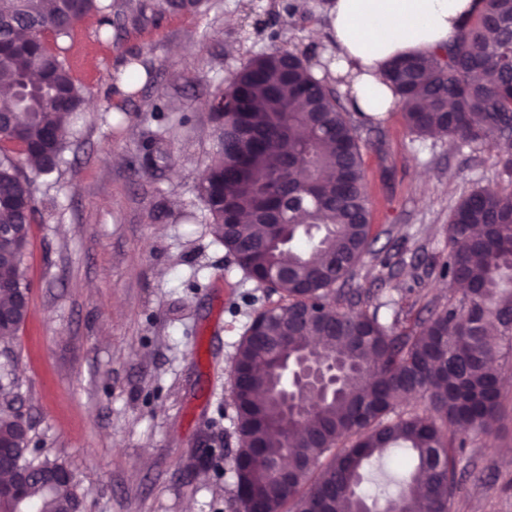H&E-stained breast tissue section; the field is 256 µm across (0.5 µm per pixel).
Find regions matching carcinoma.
Here are the masks:
<instances>
[{
    "instance_id": "obj_1",
    "label": "carcinoma",
    "mask_w": 512,
    "mask_h": 512,
    "mask_svg": "<svg viewBox=\"0 0 512 512\" xmlns=\"http://www.w3.org/2000/svg\"><path fill=\"white\" fill-rule=\"evenodd\" d=\"M444 47L389 65L407 129L462 144L495 142L512 171V0H482ZM112 6L102 0H0V116L21 154L0 150V340L18 334L31 309L26 255L42 200L36 178L54 172L64 138L85 104L64 43L98 17L110 39ZM53 38L46 49L41 35ZM224 109L216 157L198 195L215 241L244 275L280 295L259 311L231 362L234 428L233 512H439L455 476L457 432H494L500 413L502 350L512 349V192L477 188L448 224L442 273L472 285L420 321L381 323L346 288L372 240V214L358 127L336 89L316 79L304 53L251 57L214 97ZM170 157L163 141L129 161L139 175ZM248 215L251 223L241 222ZM315 353L354 373L328 398L286 410L288 362ZM424 401L430 416L399 407ZM28 432L0 409V444L30 480L23 497L0 492V512H81L80 479L66 463L28 458ZM413 466L384 487L363 488L365 473L391 449ZM295 462L280 479L268 463Z\"/></svg>"
}]
</instances>
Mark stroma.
<instances>
[{
	"label": "stroma",
	"instance_id": "1",
	"mask_svg": "<svg viewBox=\"0 0 512 512\" xmlns=\"http://www.w3.org/2000/svg\"><path fill=\"white\" fill-rule=\"evenodd\" d=\"M152 2L156 13L136 24L140 0H112L111 42L89 18L71 45L87 112L61 170L40 181L31 313L0 342V365L19 379L10 401L34 452L81 477V512H229L238 446L229 366L255 311L279 296L245 278L198 220L196 181L218 147L211 101L260 53L304 52L318 66L325 44L311 30L327 25L330 0H302L305 16L290 23L287 0H205L186 13ZM260 20L279 37L258 30ZM134 56L151 76L113 98ZM359 134L373 241L352 286L373 294L382 323L427 317L460 295L440 271L455 206L477 187L512 191V174L499 146L411 134L398 111ZM157 139L170 161L135 176L131 156ZM500 367L509 417L493 435L468 433L449 512H512V357ZM208 437L223 455L202 465Z\"/></svg>",
	"mask_w": 512,
	"mask_h": 512
}]
</instances>
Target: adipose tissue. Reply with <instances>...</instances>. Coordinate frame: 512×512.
Instances as JSON below:
<instances>
[{
  "label": "adipose tissue",
  "instance_id": "ef3b65f1",
  "mask_svg": "<svg viewBox=\"0 0 512 512\" xmlns=\"http://www.w3.org/2000/svg\"><path fill=\"white\" fill-rule=\"evenodd\" d=\"M481 7V0H334L333 75L348 82L360 111L385 116L397 107L386 84L387 65L447 44Z\"/></svg>",
  "mask_w": 512,
  "mask_h": 512
}]
</instances>
